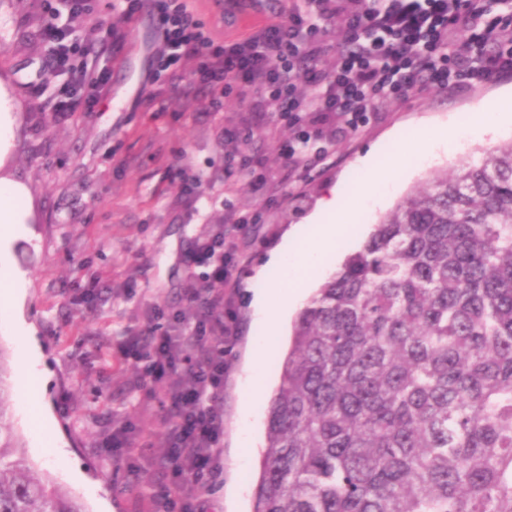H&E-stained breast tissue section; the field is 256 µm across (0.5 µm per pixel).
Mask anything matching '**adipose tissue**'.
Wrapping results in <instances>:
<instances>
[{"instance_id": "adipose-tissue-1", "label": "adipose tissue", "mask_w": 512, "mask_h": 512, "mask_svg": "<svg viewBox=\"0 0 512 512\" xmlns=\"http://www.w3.org/2000/svg\"><path fill=\"white\" fill-rule=\"evenodd\" d=\"M19 112L16 98L0 80V238L11 236L17 225L26 223L30 211L27 187L6 171L19 125ZM346 213V202L338 191H331L311 217L309 228H297L271 254L269 263L281 268L282 277L270 288L255 294L253 304L262 316L282 318L288 315L302 296L306 276L336 248L347 231Z\"/></svg>"}]
</instances>
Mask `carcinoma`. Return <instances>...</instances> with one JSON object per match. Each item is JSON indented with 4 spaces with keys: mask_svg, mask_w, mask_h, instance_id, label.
I'll return each instance as SVG.
<instances>
[{
    "mask_svg": "<svg viewBox=\"0 0 512 512\" xmlns=\"http://www.w3.org/2000/svg\"><path fill=\"white\" fill-rule=\"evenodd\" d=\"M252 512H512V141L434 174L300 311ZM0 512H86L6 432Z\"/></svg>",
    "mask_w": 512,
    "mask_h": 512,
    "instance_id": "1",
    "label": "carcinoma"
}]
</instances>
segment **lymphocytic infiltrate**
Wrapping results in <instances>:
<instances>
[{
    "instance_id": "lymphocytic-infiltrate-1",
    "label": "lymphocytic infiltrate",
    "mask_w": 512,
    "mask_h": 512,
    "mask_svg": "<svg viewBox=\"0 0 512 512\" xmlns=\"http://www.w3.org/2000/svg\"><path fill=\"white\" fill-rule=\"evenodd\" d=\"M126 17L149 11L156 17L158 41L152 78L176 77L183 57L202 63L198 83L225 93L240 82L263 110L281 104L284 111L338 112L358 126L389 93L415 84L456 92L466 81L512 76V6L505 0H294L287 21H272L236 37L220 36L194 14L192 0H119ZM343 16L345 40L336 69L323 78L316 69L325 51L318 32ZM47 67L65 75L53 107L74 110L78 87L96 83L95 74L71 64L74 52H89L90 40H70L67 31L47 25ZM307 82L310 97L296 95ZM191 263L207 267L205 281L187 298L201 308L204 324L176 318L165 331L143 338L150 364L146 374L161 384L172 411L171 451L160 464L164 477L177 484L181 512H204V489L220 480L224 441V370L226 343L236 336L235 321L224 314V291L234 258L224 249L223 234L198 242Z\"/></svg>"
}]
</instances>
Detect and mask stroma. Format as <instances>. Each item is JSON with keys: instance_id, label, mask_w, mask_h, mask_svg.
<instances>
[{"instance_id": "obj_1", "label": "stroma", "mask_w": 512, "mask_h": 512, "mask_svg": "<svg viewBox=\"0 0 512 512\" xmlns=\"http://www.w3.org/2000/svg\"><path fill=\"white\" fill-rule=\"evenodd\" d=\"M83 19L106 45L93 58L107 84L93 106L61 119L52 102L60 79L45 66L40 20L28 0H0V75L21 107L12 166L34 198L39 235L0 245V260L24 275L19 310L36 330L27 379L16 337L0 333L12 383L8 420L34 474L69 489L86 512H178V493L158 469L169 414L159 387L141 382L146 362L135 339L182 312L189 284L207 273L188 264L189 254L199 238L223 233L236 251L225 311L237 337L224 376V474L204 498L209 512H251L269 395L293 325L288 318L269 328L253 306L255 291L279 276L266 266L271 252L329 189L348 198L360 191L366 176L358 159L391 155L396 139L432 135L455 144L406 171L376 205L348 211L347 223L376 224L432 171L511 141L508 126L462 141L456 132L473 105L494 106L511 91L512 76L460 93L415 88L384 100L353 130L313 112L294 120L274 108L251 112L240 83L214 100L195 80V57L184 59L179 79L150 83L149 15L129 21L116 0H86ZM300 139L308 142L303 170L286 152ZM229 210L239 219L233 228L224 224ZM95 282L102 291L88 296ZM272 331L278 347L264 359L266 392L256 397L248 364L254 344ZM50 441L64 460L47 455Z\"/></svg>"}]
</instances>
